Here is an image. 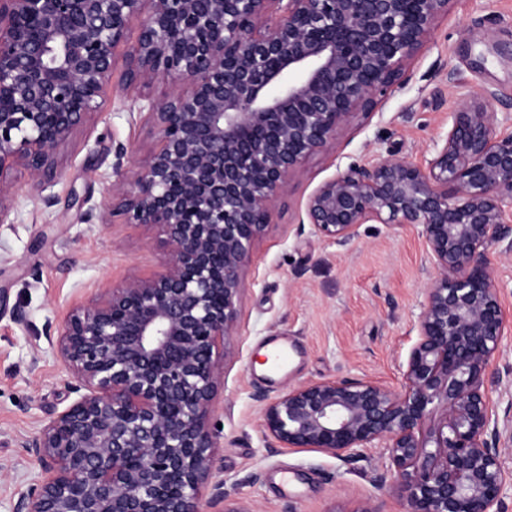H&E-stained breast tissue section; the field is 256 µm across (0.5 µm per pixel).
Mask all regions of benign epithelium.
Here are the masks:
<instances>
[{"label": "benign epithelium", "mask_w": 512, "mask_h": 512, "mask_svg": "<svg viewBox=\"0 0 512 512\" xmlns=\"http://www.w3.org/2000/svg\"><path fill=\"white\" fill-rule=\"evenodd\" d=\"M449 0H0V224L12 174L44 189L57 149L97 108L117 63L125 90L161 80L139 121L155 148L115 158L112 215L155 227L161 269L92 289L44 328L76 398L18 447L40 468L12 512L224 509L212 418L242 276L288 182L349 116L372 112L425 47ZM138 35L128 42L132 23ZM495 92L467 95L415 164L352 162L304 220L345 245L361 224L420 228L434 276L398 389L326 378L256 395L272 447L352 460L382 448L404 512H503L488 384L506 329L491 249L512 254V134Z\"/></svg>", "instance_id": "7a95c632"}]
</instances>
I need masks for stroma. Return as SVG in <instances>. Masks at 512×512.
<instances>
[{"mask_svg":"<svg viewBox=\"0 0 512 512\" xmlns=\"http://www.w3.org/2000/svg\"><path fill=\"white\" fill-rule=\"evenodd\" d=\"M491 89L500 133L512 134V0H450L409 79L369 115L352 114L332 148L312 155L293 174L288 192L252 250L238 301V329L217 396L219 456L233 512H403L402 501L376 483L378 450L344 461L311 450H277L260 427L263 391L324 378H370L401 385L400 366L414 341L433 277L423 238L409 224L361 225L345 246L317 237L304 224V204L323 180L354 161L397 154L423 163L448 130L463 94ZM121 76H113L96 112L58 152L60 180L37 187L26 170L13 176L15 203L0 226V298L23 308L29 326L0 318V512H12L39 468L14 439L35 431L44 408H64L67 372L41 331L60 326L84 288L150 272L161 258L154 230L108 224L112 142L146 156L155 138ZM53 205H44L43 196ZM98 223L85 224L86 212ZM39 269L32 280L30 269ZM288 345L287 367L261 370L271 340Z\"/></svg>","mask_w":512,"mask_h":512,"instance_id":"35a3bbf8","label":"stroma"}]
</instances>
